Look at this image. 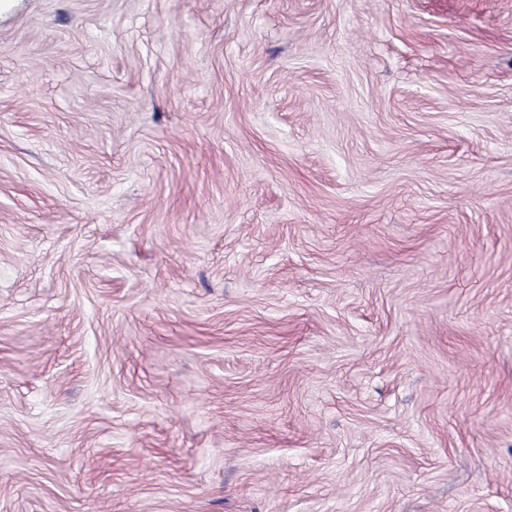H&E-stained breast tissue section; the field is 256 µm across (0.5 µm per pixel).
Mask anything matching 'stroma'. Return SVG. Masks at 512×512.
Instances as JSON below:
<instances>
[{
	"label": "stroma",
	"instance_id": "1",
	"mask_svg": "<svg viewBox=\"0 0 512 512\" xmlns=\"http://www.w3.org/2000/svg\"><path fill=\"white\" fill-rule=\"evenodd\" d=\"M0 512H512V0H0Z\"/></svg>",
	"mask_w": 512,
	"mask_h": 512
}]
</instances>
